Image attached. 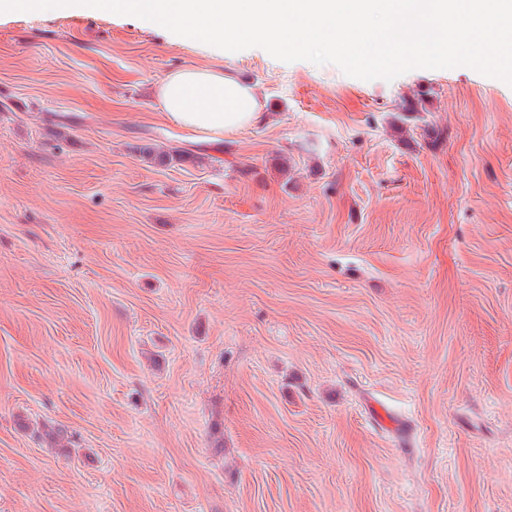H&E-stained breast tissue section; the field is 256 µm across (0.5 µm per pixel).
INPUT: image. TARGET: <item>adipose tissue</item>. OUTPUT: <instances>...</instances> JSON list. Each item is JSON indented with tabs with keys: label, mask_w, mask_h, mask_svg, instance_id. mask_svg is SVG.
Here are the masks:
<instances>
[{
	"label": "adipose tissue",
	"mask_w": 512,
	"mask_h": 512,
	"mask_svg": "<svg viewBox=\"0 0 512 512\" xmlns=\"http://www.w3.org/2000/svg\"><path fill=\"white\" fill-rule=\"evenodd\" d=\"M156 95L167 121L209 139L244 131L262 118L263 104L250 86L210 68L172 71Z\"/></svg>",
	"instance_id": "ef3b65f1"
}]
</instances>
